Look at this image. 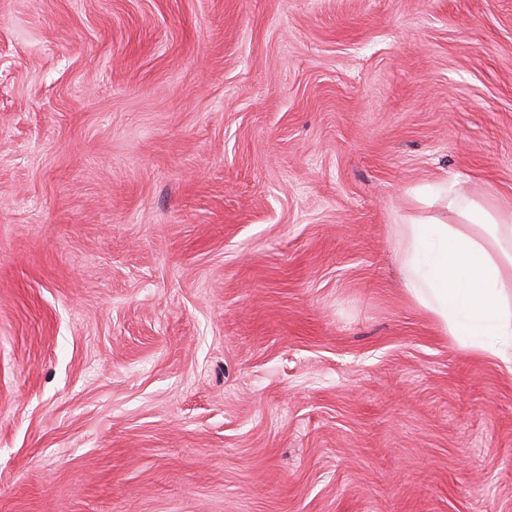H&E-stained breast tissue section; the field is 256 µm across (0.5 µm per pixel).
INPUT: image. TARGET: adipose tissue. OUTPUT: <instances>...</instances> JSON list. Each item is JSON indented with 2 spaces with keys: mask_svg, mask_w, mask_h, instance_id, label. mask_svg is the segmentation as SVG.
<instances>
[{
  "mask_svg": "<svg viewBox=\"0 0 512 512\" xmlns=\"http://www.w3.org/2000/svg\"><path fill=\"white\" fill-rule=\"evenodd\" d=\"M404 287L462 346L512 366V224L410 218L392 229Z\"/></svg>",
  "mask_w": 512,
  "mask_h": 512,
  "instance_id": "ef3b65f1",
  "label": "adipose tissue"
}]
</instances>
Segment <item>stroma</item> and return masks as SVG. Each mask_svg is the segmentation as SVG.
<instances>
[{"label":"stroma","mask_w":512,"mask_h":512,"mask_svg":"<svg viewBox=\"0 0 512 512\" xmlns=\"http://www.w3.org/2000/svg\"><path fill=\"white\" fill-rule=\"evenodd\" d=\"M440 181L512 216V0H0V512H512Z\"/></svg>","instance_id":"stroma-1"}]
</instances>
